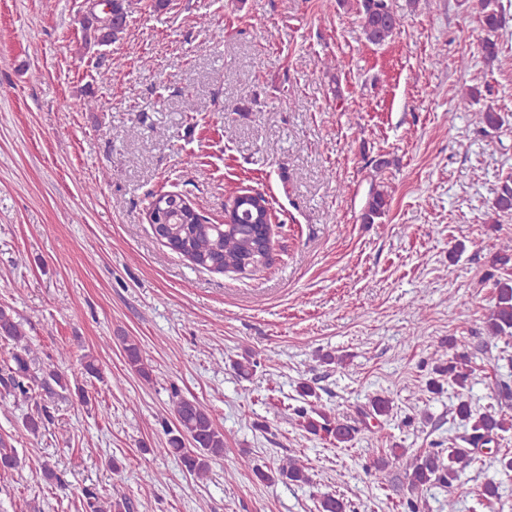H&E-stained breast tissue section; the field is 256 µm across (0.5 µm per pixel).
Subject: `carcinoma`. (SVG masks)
Returning <instances> with one entry per match:
<instances>
[{
  "mask_svg": "<svg viewBox=\"0 0 512 512\" xmlns=\"http://www.w3.org/2000/svg\"><path fill=\"white\" fill-rule=\"evenodd\" d=\"M357 16L362 31L370 43L380 45L390 39L400 25V19L393 13L389 0H357ZM478 19L485 38L482 42L483 58L491 67L498 61L499 48L496 33L506 26V17L497 0H478ZM126 25V13L122 0H111V15L100 17L91 14L84 24L85 42L95 45H109L119 39ZM388 208V192L381 184L370 187L367 202L362 214L363 223L374 224L382 219ZM493 208L503 214H512V175L506 177L493 201ZM170 233L178 239L184 252L197 262H221L224 268L233 272H253L260 268L259 256L254 254L253 229L248 224L224 227L217 232L205 224H175ZM495 264L506 274L493 282L495 305L486 319V333L489 339L512 336V274L507 269L512 266V250L504 249L496 255ZM0 339L12 343L15 352L13 365L0 372V388L8 394L29 397L30 387L25 380L30 378V365L27 356L30 349L26 333L16 320L8 305H0ZM122 349L127 364L141 378H152V369L144 362L140 345L135 340L121 338ZM434 377L427 381V389L434 393L442 389L439 378L448 376L453 383L464 387L470 370L469 355L462 353L453 357L448 364L433 366ZM369 416L375 420L391 414L392 399L376 396L371 399ZM174 415L177 421L175 431L169 438V453L177 457L182 467L197 479L208 475L211 462L224 457V432L216 427L207 408L196 400L179 398L174 402ZM457 416L471 425V433L466 438L468 447L450 448L444 453L439 450L415 455L410 462L408 475L410 489L417 492L427 486L438 485L451 489L460 474L480 460L482 449L488 447L501 432L512 429V419L496 416L490 412L475 415L470 405L462 401L456 409ZM300 426L308 433L334 440L338 444H348L354 440L355 428L330 410L311 406L296 409ZM52 419L50 407L35 404V411L25 417L23 427L26 432L37 435L45 423ZM20 459L16 450L0 439V473L18 469ZM263 482L275 481L279 475L291 482L306 484L310 478L305 464L295 458L279 465L276 473L255 470ZM85 512H129L127 500H112L94 488L83 490ZM348 503L333 493H325L320 498L319 512H347Z\"/></svg>",
  "mask_w": 512,
  "mask_h": 512,
  "instance_id": "1",
  "label": "carcinoma"
}]
</instances>
